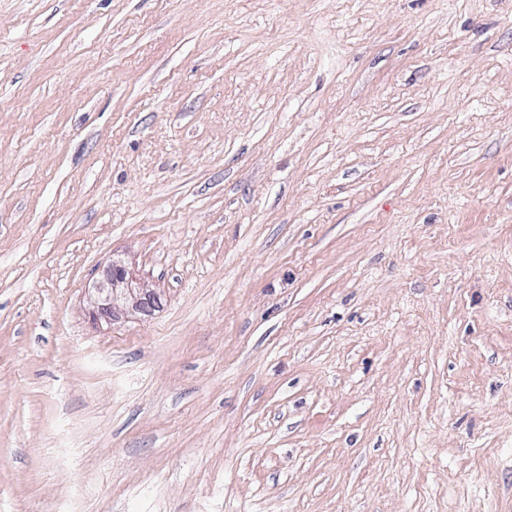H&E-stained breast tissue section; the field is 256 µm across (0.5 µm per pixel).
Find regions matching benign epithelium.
<instances>
[{
    "label": "benign epithelium",
    "instance_id": "1",
    "mask_svg": "<svg viewBox=\"0 0 512 512\" xmlns=\"http://www.w3.org/2000/svg\"><path fill=\"white\" fill-rule=\"evenodd\" d=\"M103 273V279L95 282L91 291L93 320H116L121 304L143 314L160 307V294L144 288L139 275L122 258H112Z\"/></svg>",
    "mask_w": 512,
    "mask_h": 512
}]
</instances>
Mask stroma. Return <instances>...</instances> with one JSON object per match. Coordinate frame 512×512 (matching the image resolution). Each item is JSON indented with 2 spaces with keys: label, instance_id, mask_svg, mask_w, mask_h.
<instances>
[{
  "label": "stroma",
  "instance_id": "1",
  "mask_svg": "<svg viewBox=\"0 0 512 512\" xmlns=\"http://www.w3.org/2000/svg\"><path fill=\"white\" fill-rule=\"evenodd\" d=\"M0 512H512V0H0ZM103 273V279L91 288L93 320L114 322L118 318L119 303L143 314L160 307V294L144 288L139 275L122 258L113 256Z\"/></svg>",
  "mask_w": 512,
  "mask_h": 512
}]
</instances>
